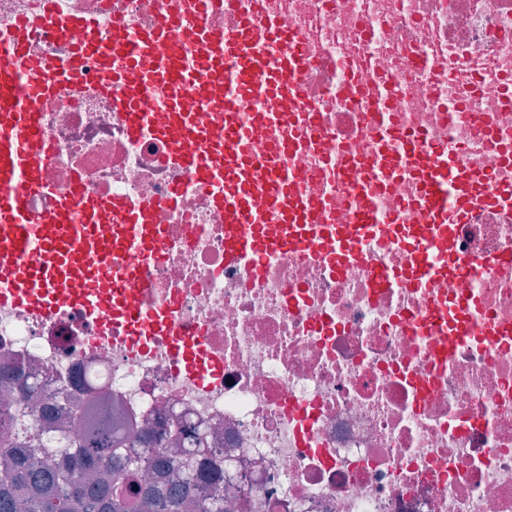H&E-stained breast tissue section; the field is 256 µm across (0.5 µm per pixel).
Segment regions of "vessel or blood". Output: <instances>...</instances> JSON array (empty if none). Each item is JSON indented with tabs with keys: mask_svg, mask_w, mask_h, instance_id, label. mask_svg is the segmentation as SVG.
Instances as JSON below:
<instances>
[{
	"mask_svg": "<svg viewBox=\"0 0 512 512\" xmlns=\"http://www.w3.org/2000/svg\"><path fill=\"white\" fill-rule=\"evenodd\" d=\"M42 21L72 41L46 65L33 27L0 35V306L41 314L80 305L59 294L113 267L127 288L159 246L153 206L122 197L56 195L38 162L45 148L36 103L77 89L87 58L97 91L124 112L137 140L162 135L165 160L186 170L224 211V259L252 267L271 255L367 265L382 244L398 265L372 268L374 287H435L445 277L512 268V254H462L457 227L512 223V25L480 43L462 33L465 0H171L149 24L43 0ZM332 21L331 30L311 25ZM335 41L328 52L327 41ZM378 49L364 54L363 45ZM220 112V127L201 114ZM477 121L481 140L449 143V118ZM55 195L33 218L27 197ZM460 338L507 334L457 304Z\"/></svg>",
	"mask_w": 512,
	"mask_h": 512,
	"instance_id": "vessel-or-blood-1",
	"label": "vessel or blood"
}]
</instances>
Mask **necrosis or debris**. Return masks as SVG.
Masks as SVG:
<instances>
[{
  "label": "necrosis or debris",
  "mask_w": 512,
  "mask_h": 512,
  "mask_svg": "<svg viewBox=\"0 0 512 512\" xmlns=\"http://www.w3.org/2000/svg\"><path fill=\"white\" fill-rule=\"evenodd\" d=\"M164 0H66L109 31L113 11L153 21ZM40 158L58 193L155 204L165 240L133 295L166 330L132 333L99 312L102 271L84 307L48 315L0 307V363L40 372L52 408L91 392L129 426L180 419L210 431L190 457L234 480L233 512H512V336H433V307L468 298L512 324V269L426 292L372 287L365 269L274 256L261 274L224 261V212L132 140L112 100L59 91L36 106ZM463 252L512 251V224H464ZM214 368L203 386L189 358Z\"/></svg>",
  "instance_id": "1"
}]
</instances>
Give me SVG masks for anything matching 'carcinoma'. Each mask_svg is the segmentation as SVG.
<instances>
[{
	"mask_svg": "<svg viewBox=\"0 0 512 512\" xmlns=\"http://www.w3.org/2000/svg\"><path fill=\"white\" fill-rule=\"evenodd\" d=\"M0 380L20 393L0 405V512H227L224 471L213 473L217 490L202 498L196 471L180 458L187 443L203 447L202 431L179 424L127 431L112 421V405L97 400L76 414L73 431L66 419L47 416L37 373L6 367ZM122 440L141 444L147 460L117 457ZM52 443L67 448L65 466L34 459Z\"/></svg>",
	"mask_w": 512,
	"mask_h": 512,
	"instance_id": "carcinoma-1",
	"label": "carcinoma"
}]
</instances>
